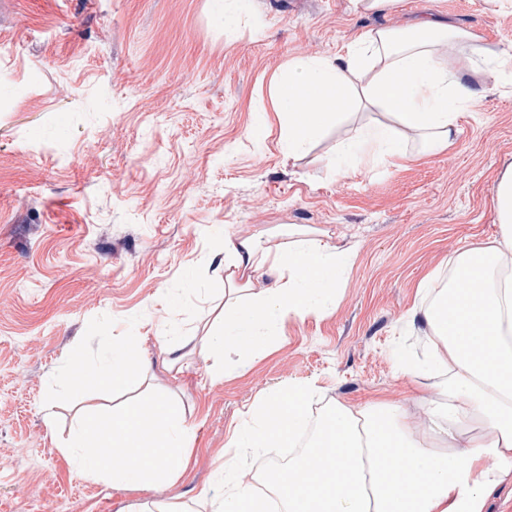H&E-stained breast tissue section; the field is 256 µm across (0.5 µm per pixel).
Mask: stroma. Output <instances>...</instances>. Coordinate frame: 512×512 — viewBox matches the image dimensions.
<instances>
[{"label": "stroma", "mask_w": 512, "mask_h": 512, "mask_svg": "<svg viewBox=\"0 0 512 512\" xmlns=\"http://www.w3.org/2000/svg\"><path fill=\"white\" fill-rule=\"evenodd\" d=\"M434 16L512 51V0H401L364 15L352 0H253L225 27L221 0H9L0 9V512H123L137 499L220 496L236 462L254 484L265 454L232 447L265 392L315 387L320 403L424 405L394 352L425 350L408 315L422 280L499 231L495 185L512 162V80L482 99L447 150L397 166L331 162L341 129L291 158L270 109L292 59L332 57L365 31ZM261 24L263 37L252 34ZM298 224L357 254L335 309L290 319L265 353L213 379L197 354L162 350L200 331L224 298L211 229L231 237ZM97 335H86L88 327ZM145 337L143 384L178 401L194 432L175 484L151 489L78 476L60 451L76 407L52 396L79 347L104 369L117 337Z\"/></svg>", "instance_id": "obj_1"}]
</instances>
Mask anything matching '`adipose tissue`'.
I'll use <instances>...</instances> for the list:
<instances>
[{
	"mask_svg": "<svg viewBox=\"0 0 512 512\" xmlns=\"http://www.w3.org/2000/svg\"><path fill=\"white\" fill-rule=\"evenodd\" d=\"M510 74L512 53L472 30L434 19L378 27L345 53L298 58L276 74L282 146L299 155L329 127L347 123L334 156L340 168L409 158L411 139L424 154L445 150L460 118ZM494 205L498 236L457 255L449 287L423 289L409 313L426 330L425 359L395 355L400 373L434 383L425 428L416 429L402 403L385 400L356 409L336 402L315 422L313 387L279 386L252 406L233 443L293 449L287 470L264 471L265 497L225 462L224 493L200 498L202 512H270L274 498L281 512H484L488 494L512 477V164ZM214 235L224 249V307L193 347L212 358L219 380L237 370L226 354L263 352L285 317L331 309L356 252L309 230L289 244L274 234L230 238L218 228ZM266 276L271 284H263ZM142 354L138 336L120 341L105 370L69 352L58 376L64 397L125 392L142 381ZM192 445L181 405L151 393L108 417L80 412L61 451L81 477L153 488L183 475ZM108 448L125 449V462L105 456Z\"/></svg>",
	"mask_w": 512,
	"mask_h": 512,
	"instance_id": "ef3b65f1",
	"label": "adipose tissue"
}]
</instances>
